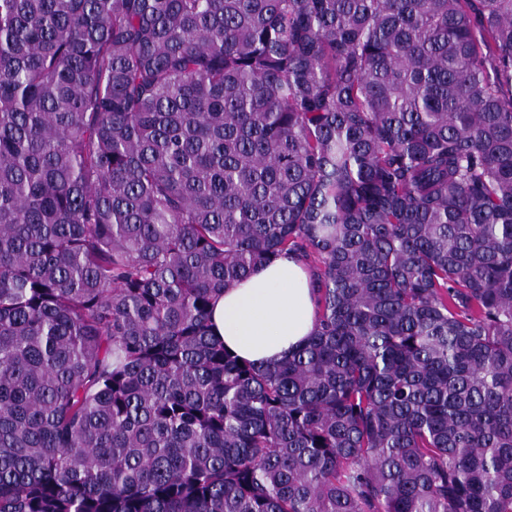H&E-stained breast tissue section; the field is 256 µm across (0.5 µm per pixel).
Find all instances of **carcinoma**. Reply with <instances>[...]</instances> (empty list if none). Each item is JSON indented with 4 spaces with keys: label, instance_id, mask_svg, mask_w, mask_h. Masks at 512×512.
I'll use <instances>...</instances> for the list:
<instances>
[{
    "label": "carcinoma",
    "instance_id": "carcinoma-1",
    "mask_svg": "<svg viewBox=\"0 0 512 512\" xmlns=\"http://www.w3.org/2000/svg\"><path fill=\"white\" fill-rule=\"evenodd\" d=\"M0 512H512V0H0ZM213 333L256 367L284 360L313 329L310 275L293 255L258 267L224 290L213 308Z\"/></svg>",
    "mask_w": 512,
    "mask_h": 512
}]
</instances>
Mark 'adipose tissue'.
Returning a JSON list of instances; mask_svg holds the SVG:
<instances>
[{
    "mask_svg": "<svg viewBox=\"0 0 512 512\" xmlns=\"http://www.w3.org/2000/svg\"><path fill=\"white\" fill-rule=\"evenodd\" d=\"M213 333L239 358L263 368L303 345L313 329L310 275L289 255L225 289L213 308Z\"/></svg>",
    "mask_w": 512,
    "mask_h": 512,
    "instance_id": "1",
    "label": "adipose tissue"
}]
</instances>
